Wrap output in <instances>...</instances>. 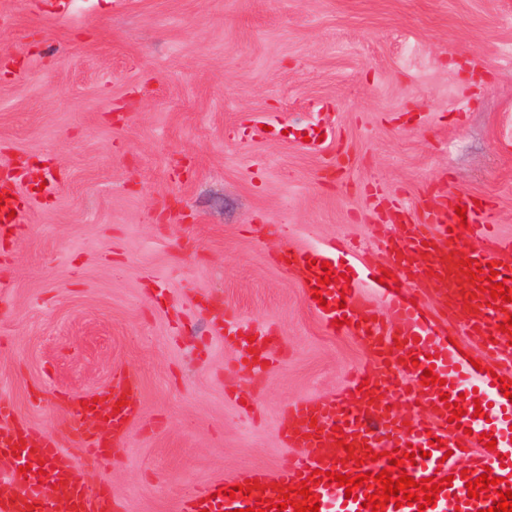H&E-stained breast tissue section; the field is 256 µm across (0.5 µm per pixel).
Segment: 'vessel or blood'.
I'll use <instances>...</instances> for the list:
<instances>
[{
  "mask_svg": "<svg viewBox=\"0 0 512 512\" xmlns=\"http://www.w3.org/2000/svg\"><path fill=\"white\" fill-rule=\"evenodd\" d=\"M0 207L13 214L0 225V238L7 240L22 230L24 207L20 195L0 198ZM464 215H457V208ZM494 210L489 201L449 192L427 208L420 223L405 224L398 237L387 240L392 277L382 270L356 269L350 280L324 283L322 262L333 261L334 247L321 251L283 250L281 263L300 272L307 288H318L328 304L321 316L325 323L347 319V332L364 336L375 355L362 373L387 365L386 381H370L368 386L352 382L328 399H304L293 403L280 427L282 441L294 448L286 465L270 471L253 468L234 480L211 482L197 487L180 501L178 512H245L258 497L281 502L284 486L295 485L312 472L321 470L341 475L379 474L389 465L383 449L415 453L410 477L419 480L451 477L450 487L438 495L436 504L419 510L417 505H387L378 512H486L493 507L500 491L512 483V399L501 389L499 374L475 370L458 358L449 345L448 324L462 326L467 335H478L484 349V362L512 359V335L499 329L512 314V301L503 308L489 306L485 274L469 279L465 260L475 265L493 266L501 282L512 281V270L501 260L512 253V239L500 236L494 226ZM476 242L474 250L463 247L464 240ZM372 288L376 301H368L363 289ZM436 295L435 310H428L425 298ZM239 322L224 323V341L233 347L238 360L249 363L250 377L263 372L269 360V331L255 329L254 341L240 336ZM438 375L435 385H423L425 369ZM387 384L397 395L396 403L379 397L380 384ZM460 403L465 415L450 423L451 403ZM73 416L95 415L98 423L86 441L87 455L69 452L58 435L19 421L12 403L0 398V474L15 484L11 493L0 495V512H56L50 491H59L68 512H123L108 486L93 477L88 459L102 457L112 448L122 447L137 404L135 388L126 374L119 373L101 387L96 399L84 403L82 397L68 399ZM496 438L495 449L480 443L482 433ZM33 451L45 474L34 481L20 474L15 452ZM468 457L466 468H459L454 450ZM377 453V461L366 460L367 451ZM491 472L500 483L487 497H469L466 484ZM239 485L235 496H228L232 485ZM319 498V512H370L361 500L365 488L346 495L344 487L323 480L313 488Z\"/></svg>",
  "mask_w": 512,
  "mask_h": 512,
  "instance_id": "obj_1",
  "label": "vessel or blood"
}]
</instances>
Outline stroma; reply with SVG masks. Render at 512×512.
<instances>
[{
  "instance_id": "1",
  "label": "stroma",
  "mask_w": 512,
  "mask_h": 512,
  "mask_svg": "<svg viewBox=\"0 0 512 512\" xmlns=\"http://www.w3.org/2000/svg\"><path fill=\"white\" fill-rule=\"evenodd\" d=\"M331 137L310 149L303 131ZM22 233L0 249V398L54 431L67 395L128 373L140 402L102 478L125 512L290 454L291 402L369 357L275 256L352 240L389 266L391 214L492 202L512 237V0H0V176ZM273 335L245 368L214 317Z\"/></svg>"
}]
</instances>
